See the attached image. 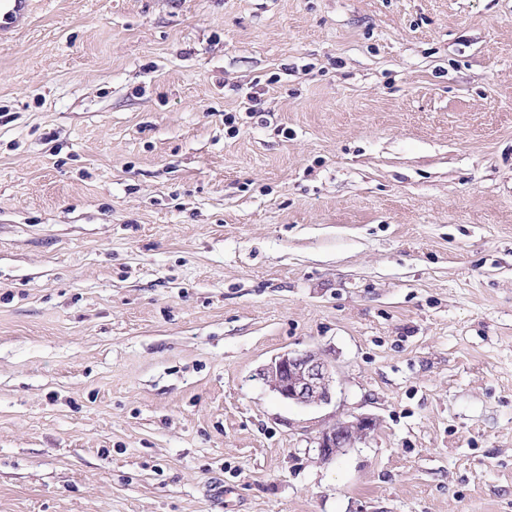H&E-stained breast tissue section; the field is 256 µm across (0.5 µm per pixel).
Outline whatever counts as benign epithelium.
Instances as JSON below:
<instances>
[{
	"mask_svg": "<svg viewBox=\"0 0 512 512\" xmlns=\"http://www.w3.org/2000/svg\"><path fill=\"white\" fill-rule=\"evenodd\" d=\"M260 376L282 399L297 405L328 403L333 396V367L317 352L283 353L262 369ZM376 428L372 416L339 421L314 438L317 455L324 462L331 461L364 442Z\"/></svg>",
	"mask_w": 512,
	"mask_h": 512,
	"instance_id": "1",
	"label": "benign epithelium"
}]
</instances>
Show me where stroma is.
<instances>
[{
    "instance_id": "35a3bbf8",
    "label": "stroma",
    "mask_w": 512,
    "mask_h": 512,
    "mask_svg": "<svg viewBox=\"0 0 512 512\" xmlns=\"http://www.w3.org/2000/svg\"><path fill=\"white\" fill-rule=\"evenodd\" d=\"M304 351L330 403L261 378ZM0 512H512V0H35ZM377 428V421L372 416H357L353 420L339 421L322 430L313 443L320 460L327 462L356 444L364 442Z\"/></svg>"
}]
</instances>
